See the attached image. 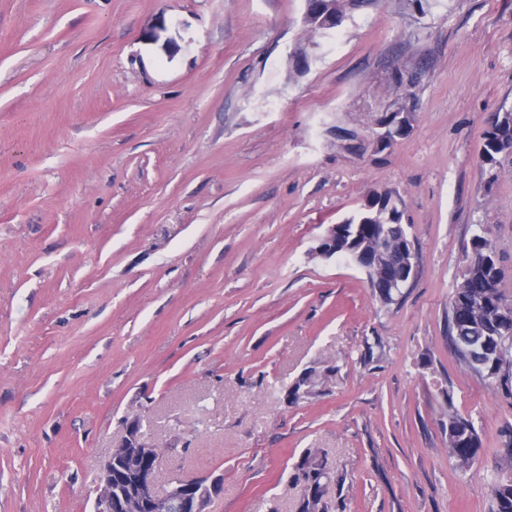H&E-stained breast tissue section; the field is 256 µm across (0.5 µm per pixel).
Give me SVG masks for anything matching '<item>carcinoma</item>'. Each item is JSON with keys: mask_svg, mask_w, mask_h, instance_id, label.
<instances>
[{"mask_svg": "<svg viewBox=\"0 0 512 512\" xmlns=\"http://www.w3.org/2000/svg\"><path fill=\"white\" fill-rule=\"evenodd\" d=\"M333 28L341 27L349 12L366 0H331ZM512 155V112L497 118L483 132L482 159L491 167ZM368 208L357 210L351 223H362V238L371 245L388 233L399 232L393 216L399 214L400 199L393 191L371 190L365 196ZM492 241L483 234L473 237L466 254L460 282L451 299L448 340L460 364L487 379L512 378V303L499 288L501 271L489 257ZM336 366L310 367L288 390V403L298 404L324 394L323 373ZM448 456L455 467L465 470L479 456L483 442L473 421L448 406ZM495 479L489 486L488 512H512V445L499 450L493 461ZM346 477L336 473V463L319 449H307L293 465L291 483L298 488L295 512H338L345 509Z\"/></svg>", "mask_w": 512, "mask_h": 512, "instance_id": "cac0c4a2", "label": "carcinoma"}]
</instances>
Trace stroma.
I'll list each match as a JSON object with an SVG mask.
<instances>
[{
	"label": "stroma",
	"mask_w": 512,
	"mask_h": 512,
	"mask_svg": "<svg viewBox=\"0 0 512 512\" xmlns=\"http://www.w3.org/2000/svg\"><path fill=\"white\" fill-rule=\"evenodd\" d=\"M305 0H0V512H93L140 415L161 473L224 476L210 512H292L309 448L346 512H488L512 388L460 365L448 315L489 230L512 301V0H379L310 35ZM306 53L307 69L295 66ZM420 70L411 132L347 151ZM416 254L399 302L313 256L370 190ZM336 363L324 396L280 398ZM483 440L448 458L449 409ZM506 155H512V112L499 116L493 126L483 132L484 164L493 168L500 165V158Z\"/></svg>",
	"instance_id": "stroma-1"
}]
</instances>
